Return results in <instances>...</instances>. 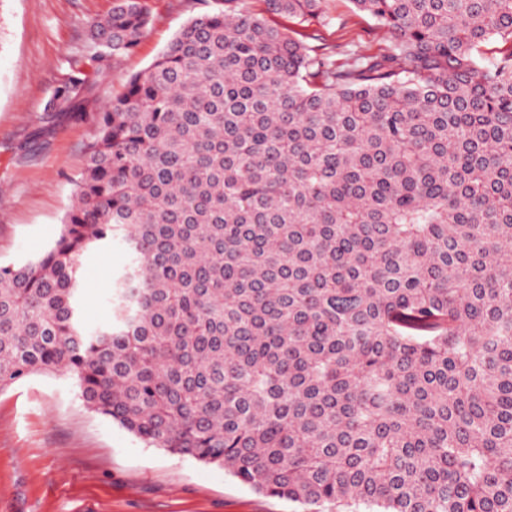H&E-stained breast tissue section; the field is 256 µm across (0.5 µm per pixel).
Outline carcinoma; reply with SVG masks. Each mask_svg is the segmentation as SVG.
<instances>
[{"instance_id": "1", "label": "carcinoma", "mask_w": 512, "mask_h": 512, "mask_svg": "<svg viewBox=\"0 0 512 512\" xmlns=\"http://www.w3.org/2000/svg\"><path fill=\"white\" fill-rule=\"evenodd\" d=\"M234 2L98 112L150 15L92 24L45 106L93 124L84 171L54 245L0 266V391L70 375L302 512H512V0H350L391 44L340 65ZM118 237L88 329L81 258Z\"/></svg>"}]
</instances>
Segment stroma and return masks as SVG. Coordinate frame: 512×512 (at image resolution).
<instances>
[{"mask_svg":"<svg viewBox=\"0 0 512 512\" xmlns=\"http://www.w3.org/2000/svg\"><path fill=\"white\" fill-rule=\"evenodd\" d=\"M114 0H0V264H21L58 236L75 180L93 140L91 123L47 119L46 100L72 59L86 55L92 22ZM151 20L139 45L113 58L99 78L96 106L122 92L192 18L218 0H147ZM239 8L337 60L376 54L390 36L349 0H325L322 17L302 22L267 12L263 0ZM129 262L121 240L81 259L87 328L111 316L109 298ZM0 512H296L295 504L256 493L225 473L146 445L91 412L74 380L24 378L0 392Z\"/></svg>","mask_w":512,"mask_h":512,"instance_id":"stroma-1","label":"stroma"}]
</instances>
